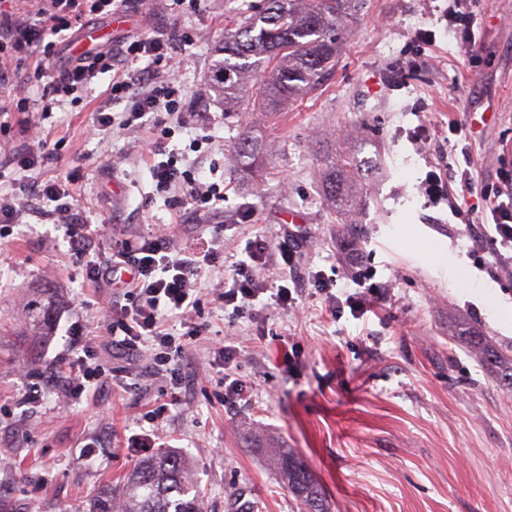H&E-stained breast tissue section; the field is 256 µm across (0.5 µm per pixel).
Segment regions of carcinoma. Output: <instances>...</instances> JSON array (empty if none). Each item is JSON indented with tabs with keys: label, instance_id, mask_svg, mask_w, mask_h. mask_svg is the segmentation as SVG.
Wrapping results in <instances>:
<instances>
[{
	"label": "carcinoma",
	"instance_id": "cac0c4a2",
	"mask_svg": "<svg viewBox=\"0 0 512 512\" xmlns=\"http://www.w3.org/2000/svg\"><path fill=\"white\" fill-rule=\"evenodd\" d=\"M361 2L269 0L268 7L239 20L235 30L224 36L214 88L229 103L248 86L264 110H275L317 91L334 74L347 23ZM234 149L257 159L258 144L245 132ZM325 189L345 206L359 203L344 166L328 169ZM468 339L475 357L494 368L500 385L512 392V355L474 333ZM267 452L283 488L304 512H328L310 470L297 454L277 444L269 445ZM88 512H206V508L186 458L163 451L141 460L122 485L96 489L88 500Z\"/></svg>",
	"mask_w": 512,
	"mask_h": 512
}]
</instances>
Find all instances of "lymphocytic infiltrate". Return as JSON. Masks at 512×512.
<instances>
[{
  "mask_svg": "<svg viewBox=\"0 0 512 512\" xmlns=\"http://www.w3.org/2000/svg\"><path fill=\"white\" fill-rule=\"evenodd\" d=\"M137 2L6 0L0 7V88H12L17 111H28L29 98L17 81L18 63L26 61L33 75L51 90L41 105L42 111L49 112L60 99L91 90L100 74L111 73L109 93L95 115V131L148 130L146 153L155 159L152 178L156 191L173 193L172 205L180 212L205 215L224 200L219 185L180 169L175 158H159L172 129L186 127L191 118L186 110L188 93L174 66L180 47L192 43L188 33L149 28L140 35L80 53L72 49V31L86 27L92 16L111 10L132 12ZM143 58L147 66L134 68V61ZM117 104L124 107L118 116L112 112ZM28 191L55 202L54 213L66 226L71 253L83 262L90 281L122 280L125 292L113 297L106 327L112 348L133 354L143 344L158 343L161 351L154 354V364L168 367L172 386H180V362L203 332L193 320L200 301L201 274L224 255V225H214L211 245L201 253L176 247L165 224L152 225L135 240L116 241L105 252L99 241L108 234L106 225L88 223L68 190L51 180H34ZM483 199L484 234L479 244L498 263L512 256V184L484 193ZM299 247V241L289 234L275 247L259 236L250 239L243 258L232 262L224 273V289L217 296L222 307L248 319L260 306L281 310L295 307L297 279L280 284L266 277L265 271L270 266L283 273L294 271ZM171 318L178 319L183 327L181 338L168 332L165 323ZM71 334L67 391L79 395L89 387L107 388L105 369L88 356L94 337L78 325L72 326Z\"/></svg>",
  "mask_w": 512,
  "mask_h": 512,
  "instance_id": "1",
  "label": "lymphocytic infiltrate"
}]
</instances>
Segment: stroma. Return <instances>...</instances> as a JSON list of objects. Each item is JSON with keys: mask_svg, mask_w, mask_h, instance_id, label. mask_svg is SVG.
Masks as SVG:
<instances>
[{"mask_svg": "<svg viewBox=\"0 0 512 512\" xmlns=\"http://www.w3.org/2000/svg\"><path fill=\"white\" fill-rule=\"evenodd\" d=\"M265 0H198L178 14L193 43L179 76L193 112H210L213 143L190 151L200 129L177 131L169 147L178 165L224 186L228 248L283 232L301 243L296 273L322 272L334 295L313 288L300 313L264 311L263 325L222 310L213 291L223 263L201 276L205 331L185 360V386L169 375L141 377L151 350L135 363L116 359L106 342L91 354L115 372L104 391L75 396L64 388L68 328L104 334L117 290L88 280L72 257L54 202L33 199L20 224L0 227V493L26 512H80L91 492L118 483L147 451L132 434L151 431L185 455L207 512H301L265 455L267 443L293 448L316 479L329 512H512V393L457 338L472 326L512 352V268L490 275L486 257L451 211L480 215L479 193L463 192L462 174L493 187L512 180V0H482L470 59L428 0H363L322 90L276 112L250 96L232 110L214 89L217 50L240 17ZM430 41L418 40L420 31ZM415 68H406L408 60ZM111 74L91 93L52 112L0 111V195L19 198L29 172L12 156L23 147L22 120L64 139L45 179L74 178L78 207L108 222L116 239L167 224L176 246L205 250L208 219L179 215L156 192L149 159L134 135L89 136ZM251 128L265 167L248 176L233 145ZM361 159L362 204L346 209L324 191V171L344 153ZM444 174L450 201L424 194L427 173ZM362 255L366 283L386 290L385 305L354 318L346 265ZM241 398L224 400L223 359ZM39 387V403L24 394Z\"/></svg>", "mask_w": 512, "mask_h": 512, "instance_id": "1", "label": "stroma"}]
</instances>
